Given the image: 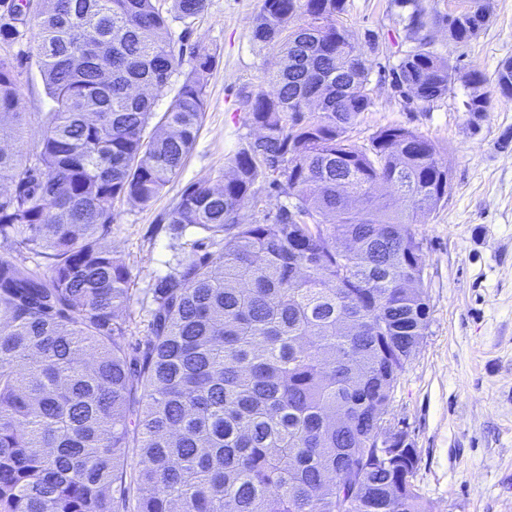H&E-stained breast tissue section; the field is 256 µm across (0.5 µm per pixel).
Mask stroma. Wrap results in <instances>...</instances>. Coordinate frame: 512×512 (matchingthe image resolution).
I'll return each mask as SVG.
<instances>
[{"instance_id": "stroma-1", "label": "stroma", "mask_w": 512, "mask_h": 512, "mask_svg": "<svg viewBox=\"0 0 512 512\" xmlns=\"http://www.w3.org/2000/svg\"><path fill=\"white\" fill-rule=\"evenodd\" d=\"M260 0H207L196 19L172 22L186 47L214 54L207 107L197 140L179 177L146 208L119 204L107 243L132 275L127 308L135 337L146 336L149 288L163 276L173 242L160 217L195 182L219 179L238 145L255 134L246 97L263 88L264 61L273 55L250 39ZM489 26L468 43L435 28L432 48L461 77L447 96L429 104L407 101L394 88L392 69L415 46L397 0H346L340 20L373 63L371 105L351 132L358 146L388 125L422 134L442 150L451 174L446 200L416 239L425 257L430 306L427 334L400 376L388 417L405 425L420 454L414 483L432 512H512V101L494 83L512 58V0H491ZM33 34L0 42V57L19 62L18 86L27 114L25 138L40 135L48 109ZM484 77L490 107L471 125L464 103L472 94L463 74Z\"/></svg>"}]
</instances>
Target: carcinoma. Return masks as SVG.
I'll list each match as a JSON object with an SVG mask.
<instances>
[{"label": "carcinoma", "instance_id": "1", "mask_svg": "<svg viewBox=\"0 0 512 512\" xmlns=\"http://www.w3.org/2000/svg\"><path fill=\"white\" fill-rule=\"evenodd\" d=\"M400 2L413 35L442 25L464 43L491 18L488 0L445 15ZM205 6L172 0L168 18L155 0H42L49 109L31 146L16 65L0 58V140L16 144L0 147V512H430L413 445L372 459L429 326L413 225L448 196V168L400 125L368 149L350 140L372 64L338 20L345 0H261L250 38L275 58L274 90L248 96L258 133L222 181L187 186L161 216L177 238L205 236L149 289L148 335L132 340L120 316L131 274L104 240L115 203L149 206L195 144L215 67L204 49L149 124L184 62L169 20ZM416 42L393 82L429 104L456 68L430 36ZM338 81L340 111H311L303 97L334 99ZM495 86L512 99L511 58ZM489 105L464 102L474 120ZM262 181L285 203L246 224Z\"/></svg>", "mask_w": 512, "mask_h": 512}]
</instances>
